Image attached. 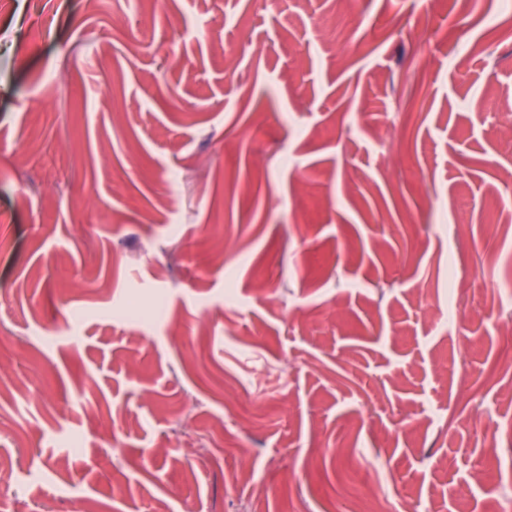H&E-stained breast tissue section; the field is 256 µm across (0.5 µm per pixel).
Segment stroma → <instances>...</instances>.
Here are the masks:
<instances>
[{
  "instance_id": "stroma-1",
  "label": "stroma",
  "mask_w": 512,
  "mask_h": 512,
  "mask_svg": "<svg viewBox=\"0 0 512 512\" xmlns=\"http://www.w3.org/2000/svg\"><path fill=\"white\" fill-rule=\"evenodd\" d=\"M505 125L500 0H0V512L512 506Z\"/></svg>"
}]
</instances>
